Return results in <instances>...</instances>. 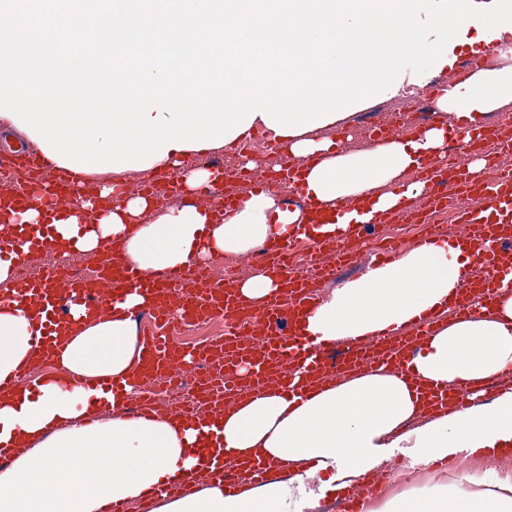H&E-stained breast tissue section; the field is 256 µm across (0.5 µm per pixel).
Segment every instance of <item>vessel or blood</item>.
Listing matches in <instances>:
<instances>
[{"label":"vessel or blood","mask_w":512,"mask_h":512,"mask_svg":"<svg viewBox=\"0 0 512 512\" xmlns=\"http://www.w3.org/2000/svg\"><path fill=\"white\" fill-rule=\"evenodd\" d=\"M450 126L456 135L468 137L467 154L482 153L484 144L489 142L501 151L512 150V139L502 136L499 128L482 130L479 137L472 139L464 120L451 119ZM418 179L424 185V207L405 211L404 216L423 225L419 245L438 246L447 238L442 225L431 222L434 212L452 210L456 223L467 228L463 238L472 250L475 268L455 299L452 313L456 319H469L476 302H493L501 287L512 288V273L503 268L504 262L512 260V172L480 178L456 156L449 161H427ZM84 186L76 173L53 176L40 189L41 205L46 211L60 213L79 198L89 207H98L99 197L86 193ZM474 198L480 199V207H470ZM28 201L25 188L0 187V213L22 210ZM375 229L372 222L354 223L334 236L314 239L316 251L327 250L336 255L335 263L322 267L316 278L293 270L289 257L295 234L267 241L261 255L266 270L276 277L278 291L266 302L260 324L255 321L252 307L239 294L238 279L224 277L197 263L183 272L150 277L132 263L116 259L108 242L98 248L100 267L94 277L70 278L57 267L48 266L37 276L18 278L13 286L14 298L33 305L42 330L40 347L47 352L57 348L62 330L74 324L79 309L112 307L133 291L145 296L143 312L162 328L187 319L225 316L233 326L231 335L198 349L172 343L162 329L144 333L140 338L143 354L133 372L131 393L139 396L147 385L164 382L171 372L183 370L184 366L195 367L202 359L220 358L224 376L203 397L204 412H186L182 418L190 425L204 423V430L196 436V455L204 461L209 484L231 494L245 483H265L273 469L272 462L261 459L231 461V453L224 446L218 420L248 389L269 386L299 405L329 379L382 367L401 375L409 384L420 386L432 407L461 411L479 394V386L459 381L423 384L414 371L412 360L420 350L421 340L439 326L433 318H421L409 336L370 334L350 341L320 342L305 333L302 322L318 304V279L337 277L352 263L359 243ZM383 485L381 475L367 473L361 488L346 490L340 512H364L366 500L377 495ZM194 492L193 478L162 481L150 487L142 501L149 506Z\"/></svg>","instance_id":"b4317fda"}]
</instances>
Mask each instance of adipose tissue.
<instances>
[{
	"label": "adipose tissue",
	"mask_w": 512,
	"mask_h": 512,
	"mask_svg": "<svg viewBox=\"0 0 512 512\" xmlns=\"http://www.w3.org/2000/svg\"><path fill=\"white\" fill-rule=\"evenodd\" d=\"M475 23L491 41L512 33V0H494L476 16L461 0H0V126L22 132L56 169L90 177L174 167L190 190L213 174L184 158L261 128L302 160L308 196L338 212L337 223L310 229L330 235L351 220L379 218L400 198L417 199L421 183L400 177L425 152L442 154L448 126L352 153L336 152L315 131L337 128L372 95L396 94L416 72L447 65ZM436 106L473 125L510 108L512 68L480 70L464 89H445ZM11 221L51 222L84 253L115 240L123 259L153 276L206 252L249 253L306 218L252 192L220 223L208 207L159 210L141 196L107 214L81 203L52 217L34 202ZM28 252L24 242L0 259V380L41 359L40 325L10 291ZM471 267L459 245L413 248L337 288L307 329L331 341L400 331L447 311ZM140 303L132 295L106 314L85 315L55 362L92 382L129 377L141 351L133 325ZM413 363L435 381L480 384L512 372V292L437 330ZM121 405L55 382L0 397V443L26 448L0 468V512H101L106 502L184 478L196 463L194 432L169 418H125ZM418 413L405 381L382 368L324 386L299 407L272 390L252 392L225 414L224 445L272 459L289 475L230 495L207 487L158 512H305L397 452L428 465L512 447V390L402 432ZM50 422L58 428L47 436ZM384 512H512V481L464 473L451 491L402 494Z\"/></svg>",
	"instance_id": "ef3b65f1"
}]
</instances>
